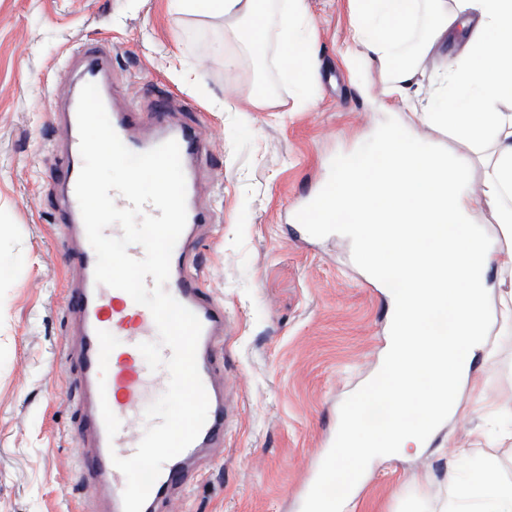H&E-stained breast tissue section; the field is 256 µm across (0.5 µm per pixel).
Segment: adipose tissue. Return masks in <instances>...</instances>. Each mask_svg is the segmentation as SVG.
<instances>
[{"label":"adipose tissue","mask_w":512,"mask_h":512,"mask_svg":"<svg viewBox=\"0 0 512 512\" xmlns=\"http://www.w3.org/2000/svg\"><path fill=\"white\" fill-rule=\"evenodd\" d=\"M350 43L357 62L384 75L379 93L406 109L412 94L427 104L416 119L457 134L478 150L479 186L455 155L418 147L401 131L383 133L377 154L337 168L322 194L318 223L340 224L359 255L373 258L375 279H396L394 333L379 368L344 411L339 443L322 467L323 487L353 486V473L374 457L419 453L459 406L461 386L489 327L488 263L512 274V246L491 253L475 221L478 207L512 236V0H349ZM173 12L224 21L253 63L265 61L271 37H311L306 0H169ZM460 41L431 88L417 81L423 61L443 41ZM448 512H512V483H498L487 465L453 475Z\"/></svg>","instance_id":"obj_1"}]
</instances>
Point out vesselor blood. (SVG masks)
<instances>
[{
	"instance_id": "vessel-or-blood-1",
	"label": "vessel or blood",
	"mask_w": 512,
	"mask_h": 512,
	"mask_svg": "<svg viewBox=\"0 0 512 512\" xmlns=\"http://www.w3.org/2000/svg\"><path fill=\"white\" fill-rule=\"evenodd\" d=\"M67 68L75 87L88 83L98 86L115 132L131 151L142 153L175 140L186 179L187 223L172 252L166 289L192 310L202 324L197 365L209 407L197 439L162 466L143 506V512H154L159 499L188 479V464L201 449H223L226 425L231 418L215 356L216 344L226 331L227 318L223 303L206 293L197 258L201 227L216 221L202 201V184L196 168L204 140L200 123L186 120L172 97L148 99L139 88H118L107 41L93 39L73 48ZM77 103L74 94H56L50 101L55 121L65 130L58 152L61 175L54 197L59 221L66 229L65 263L75 275L68 309L76 336L74 357L80 368L81 437L87 445L86 457L76 468L80 480L91 486L106 512H123L126 479L112 459L128 458L135 453L142 438L135 424L154 395L166 389L168 372L163 368L150 371L138 349L139 343L154 341L158 335L150 310L135 303L126 292L95 281L96 256L87 239L75 195L82 166ZM145 111L150 113L154 129L141 135L137 132L138 116Z\"/></svg>"
}]
</instances>
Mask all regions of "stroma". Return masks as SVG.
<instances>
[{
	"instance_id": "obj_1",
	"label": "stroma",
	"mask_w": 512,
	"mask_h": 512,
	"mask_svg": "<svg viewBox=\"0 0 512 512\" xmlns=\"http://www.w3.org/2000/svg\"><path fill=\"white\" fill-rule=\"evenodd\" d=\"M313 42L272 39L262 68L214 51L224 22L172 12L169 0H0V512H92L77 483L79 370L66 315L71 275L58 253L49 151L62 137L49 96L64 55L110 37L118 79L150 83L200 111L201 235L209 294L230 327L216 347L234 394L224 451L158 512H305L310 476L329 453L343 408L379 364L391 335L393 282L370 280L350 237L314 235L300 216L347 156L374 153L405 119L381 104L379 71L345 60L347 0H307ZM313 62L303 94L286 69ZM274 88L250 112L225 110L256 75ZM455 416L420 455L366 463L344 512H439L452 471L491 455L512 482V328L493 319Z\"/></svg>"
}]
</instances>
